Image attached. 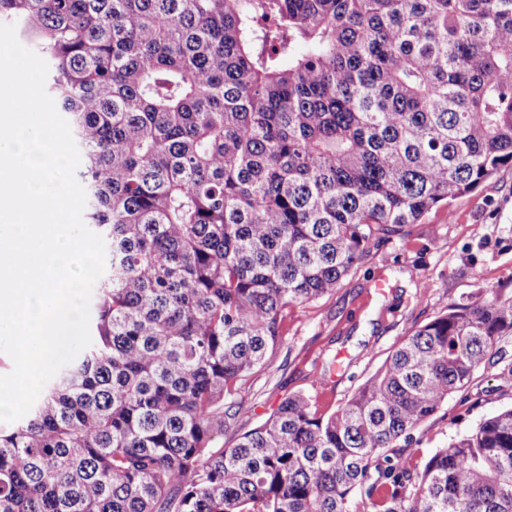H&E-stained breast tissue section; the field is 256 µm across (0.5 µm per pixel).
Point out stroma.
<instances>
[{
  "instance_id": "stroma-1",
  "label": "stroma",
  "mask_w": 512,
  "mask_h": 512,
  "mask_svg": "<svg viewBox=\"0 0 512 512\" xmlns=\"http://www.w3.org/2000/svg\"><path fill=\"white\" fill-rule=\"evenodd\" d=\"M486 288L512 292V166L477 191L429 210L407 234L372 251L340 288L295 308L272 364L237 397L238 432L261 424L287 396L303 394L331 412L378 369L403 336ZM512 406V376L477 373L415 433L423 455L483 417ZM238 432L217 437L232 447Z\"/></svg>"
}]
</instances>
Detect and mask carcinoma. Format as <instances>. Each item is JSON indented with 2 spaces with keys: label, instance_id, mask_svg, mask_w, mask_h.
<instances>
[{
  "label": "carcinoma",
  "instance_id": "obj_1",
  "mask_svg": "<svg viewBox=\"0 0 512 512\" xmlns=\"http://www.w3.org/2000/svg\"><path fill=\"white\" fill-rule=\"evenodd\" d=\"M106 244L91 345L0 428V512H512V407L412 432L512 335L486 289L231 448L288 310L512 165V0H0Z\"/></svg>",
  "mask_w": 512,
  "mask_h": 512
}]
</instances>
